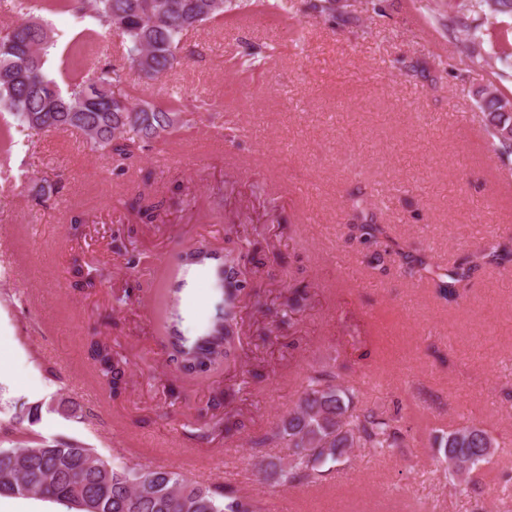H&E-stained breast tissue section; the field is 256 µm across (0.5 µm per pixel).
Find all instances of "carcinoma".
<instances>
[{
	"instance_id": "cac0c4a2",
	"label": "carcinoma",
	"mask_w": 512,
	"mask_h": 512,
	"mask_svg": "<svg viewBox=\"0 0 512 512\" xmlns=\"http://www.w3.org/2000/svg\"><path fill=\"white\" fill-rule=\"evenodd\" d=\"M104 32L122 37L130 67L148 78H158L179 64L182 37L190 29L224 18L241 5L224 6L215 0H88ZM18 20L0 30V112L9 113L24 130L82 132L90 150L110 158L126 159L167 138L186 125L182 101L170 95L157 102L135 104L122 92L124 69L112 67L92 84L71 80L63 90L45 69L49 49L55 46L50 30L33 16L31 0H16ZM512 19V0H457L448 27L465 33L461 49L469 59L482 58L483 38L470 31L472 13ZM269 45L252 44L238 58L243 71L265 63ZM481 120L494 150L512 155V98L481 88L473 92ZM367 199L352 200L355 221L349 227L370 242L383 233L371 220L357 221ZM402 266L430 272L421 256L401 251ZM246 255L224 249V271L213 284L214 315L202 336H179L177 360L186 370L215 367L234 359L239 297L246 288L241 262ZM512 261V248L488 242L448 265L434 280L438 293L450 300L466 289L485 266ZM90 354L118 396L126 388L124 361L102 341L91 343ZM404 440L398 416L356 407L351 389L331 368L310 372L294 410L266 431L256 444L288 448V456L273 457L264 473L289 484H316L353 448L374 454L399 448ZM448 470L466 483L477 466L499 447L483 428L465 421L441 439ZM16 486L15 496L50 499L73 512H263L262 502L231 484H204L163 467L116 465L93 448L58 440L26 448H0V496Z\"/></svg>"
}]
</instances>
